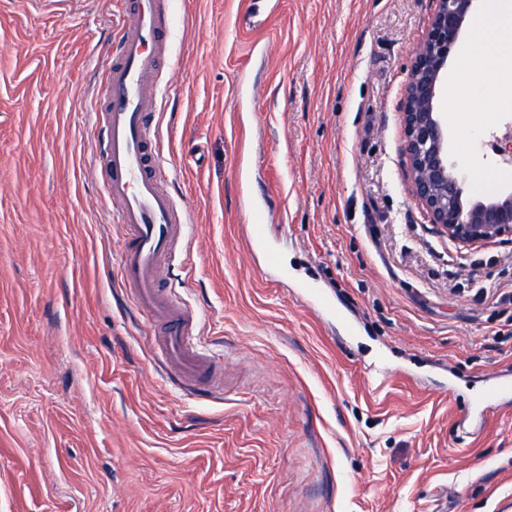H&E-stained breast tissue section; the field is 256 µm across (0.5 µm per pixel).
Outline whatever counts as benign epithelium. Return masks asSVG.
<instances>
[{
	"label": "benign epithelium",
	"mask_w": 512,
	"mask_h": 512,
	"mask_svg": "<svg viewBox=\"0 0 512 512\" xmlns=\"http://www.w3.org/2000/svg\"><path fill=\"white\" fill-rule=\"evenodd\" d=\"M477 0H433L428 28L414 50L401 115L403 156L412 195L435 230L474 245L512 237V192L464 200L463 180L448 162V121L436 102Z\"/></svg>",
	"instance_id": "1"
}]
</instances>
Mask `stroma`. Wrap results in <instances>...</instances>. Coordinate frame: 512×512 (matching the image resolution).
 Masks as SVG:
<instances>
[{
    "label": "stroma",
    "mask_w": 512,
    "mask_h": 512,
    "mask_svg": "<svg viewBox=\"0 0 512 512\" xmlns=\"http://www.w3.org/2000/svg\"><path fill=\"white\" fill-rule=\"evenodd\" d=\"M128 0H0V512H512V239L412 197L400 103L432 0H169L158 132L191 224L162 286L210 397L118 280L89 101ZM466 197L512 91L440 94ZM268 191L275 267L244 202ZM315 283L334 305L320 312Z\"/></svg>",
    "instance_id": "35a3bbf8"
}]
</instances>
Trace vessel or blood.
<instances>
[{
  "label": "vessel or blood",
  "instance_id": "1",
  "mask_svg": "<svg viewBox=\"0 0 512 512\" xmlns=\"http://www.w3.org/2000/svg\"><path fill=\"white\" fill-rule=\"evenodd\" d=\"M171 29L160 0H134L128 22L119 28L103 102L91 110L105 115L102 147L108 189L119 204L120 280L158 328L163 362L200 384L208 380L213 361L194 342L199 317L158 287V265L174 242L185 239L190 222L187 210L176 206L167 189L168 172L160 159L156 131L159 95L155 75L161 59L168 55ZM245 211L250 248L271 254L263 203H247Z\"/></svg>",
  "mask_w": 512,
  "mask_h": 512
}]
</instances>
